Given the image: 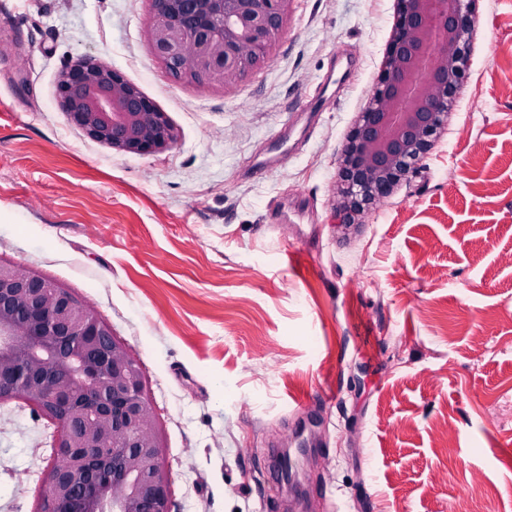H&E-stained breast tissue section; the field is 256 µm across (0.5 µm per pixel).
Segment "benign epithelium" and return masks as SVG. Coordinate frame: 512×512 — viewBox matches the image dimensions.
<instances>
[{
  "mask_svg": "<svg viewBox=\"0 0 512 512\" xmlns=\"http://www.w3.org/2000/svg\"><path fill=\"white\" fill-rule=\"evenodd\" d=\"M294 0H152L156 59L180 80L234 84L280 40ZM474 0H396L369 101L337 159L334 209L360 224L427 157L469 65ZM56 95L70 122L120 153L178 144L167 113L111 65L66 62ZM59 428L42 512H172L140 364L67 290L0 265V398Z\"/></svg>",
  "mask_w": 512,
  "mask_h": 512,
  "instance_id": "1",
  "label": "benign epithelium"
}]
</instances>
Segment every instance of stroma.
Here are the masks:
<instances>
[{
	"mask_svg": "<svg viewBox=\"0 0 512 512\" xmlns=\"http://www.w3.org/2000/svg\"><path fill=\"white\" fill-rule=\"evenodd\" d=\"M152 16L0 0V264L90 305L138 360L173 512H288L265 468L304 431L303 512H512V0H477L447 132L348 230L336 158L395 0H294L225 88L166 72ZM85 55L167 112L177 147L118 153L73 126L56 77ZM293 244L310 262L288 265ZM58 440L0 399V512H41Z\"/></svg>",
	"mask_w": 512,
	"mask_h": 512,
	"instance_id": "obj_1",
	"label": "stroma"
}]
</instances>
